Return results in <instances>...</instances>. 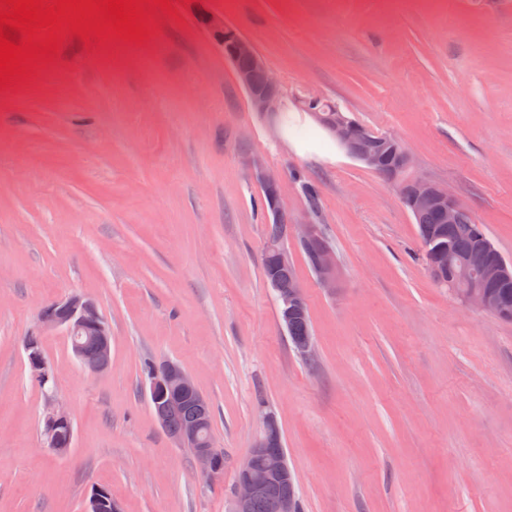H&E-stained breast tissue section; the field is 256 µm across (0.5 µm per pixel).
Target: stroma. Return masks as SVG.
Listing matches in <instances>:
<instances>
[{"label": "stroma", "instance_id": "stroma-1", "mask_svg": "<svg viewBox=\"0 0 512 512\" xmlns=\"http://www.w3.org/2000/svg\"><path fill=\"white\" fill-rule=\"evenodd\" d=\"M143 43L65 38L0 88V512H227L238 463L277 417L303 512H512V322L460 302L422 261L389 183L309 114L252 112L202 27L221 15L289 95L313 93L402 140L512 262V0H177ZM288 182L336 253L321 287L300 248L317 356L302 361L264 279L267 225L248 160ZM314 183L311 212L300 181ZM92 297L106 372L58 331L73 446H41L47 395L23 342L42 306ZM173 359L214 407L207 479L153 418L140 372Z\"/></svg>", "mask_w": 512, "mask_h": 512}]
</instances>
